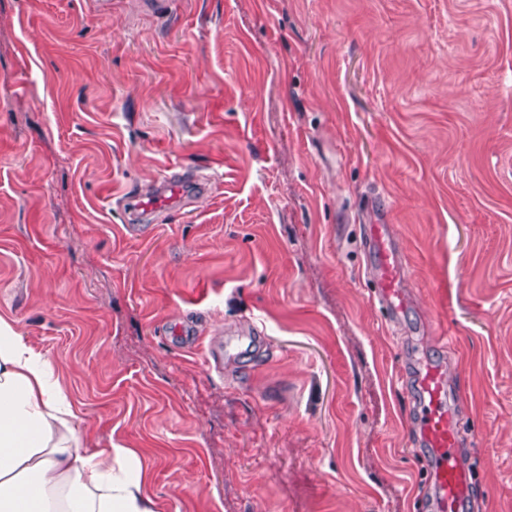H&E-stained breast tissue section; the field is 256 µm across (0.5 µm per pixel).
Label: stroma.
<instances>
[{"mask_svg": "<svg viewBox=\"0 0 512 512\" xmlns=\"http://www.w3.org/2000/svg\"><path fill=\"white\" fill-rule=\"evenodd\" d=\"M0 316L160 512H416L426 359L512 512V0H0ZM366 237L377 260L376 268H372L377 285L374 297L381 307L395 316L402 313L409 303L404 256L394 241L389 224H367Z\"/></svg>", "mask_w": 512, "mask_h": 512, "instance_id": "stroma-1", "label": "stroma"}]
</instances>
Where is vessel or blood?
Wrapping results in <instances>:
<instances>
[{
  "label": "vessel or blood",
  "instance_id": "1",
  "mask_svg": "<svg viewBox=\"0 0 512 512\" xmlns=\"http://www.w3.org/2000/svg\"><path fill=\"white\" fill-rule=\"evenodd\" d=\"M366 237L376 256L374 296L390 315L402 313L409 303L404 256L389 225H367ZM415 384L418 400L414 425L427 451L425 472L434 488L428 508L430 512H467L473 482L460 452L461 426L448 379L440 366L427 363L417 369Z\"/></svg>",
  "mask_w": 512,
  "mask_h": 512
}]
</instances>
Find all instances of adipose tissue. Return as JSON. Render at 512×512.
I'll list each match as a JSON object with an SVG mask.
<instances>
[{
	"label": "adipose tissue",
	"instance_id": "1",
	"mask_svg": "<svg viewBox=\"0 0 512 512\" xmlns=\"http://www.w3.org/2000/svg\"><path fill=\"white\" fill-rule=\"evenodd\" d=\"M0 512H158L136 452L96 447L55 363L1 317Z\"/></svg>",
	"mask_w": 512,
	"mask_h": 512
}]
</instances>
